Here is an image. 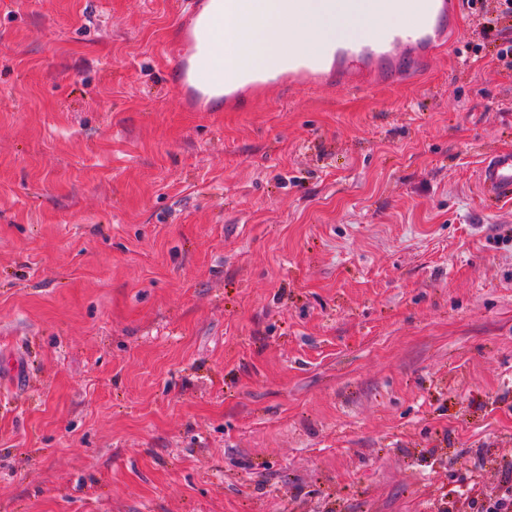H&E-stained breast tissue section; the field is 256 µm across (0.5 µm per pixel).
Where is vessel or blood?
I'll list each match as a JSON object with an SVG mask.
<instances>
[{
    "instance_id": "b4317fda",
    "label": "vessel or blood",
    "mask_w": 512,
    "mask_h": 512,
    "mask_svg": "<svg viewBox=\"0 0 512 512\" xmlns=\"http://www.w3.org/2000/svg\"><path fill=\"white\" fill-rule=\"evenodd\" d=\"M464 0H364L354 15L355 31L337 30L316 53L274 57L266 69L222 65L206 41L224 36V16L234 0H188L168 35L172 86L187 112H242L254 108L266 89H350L366 92L394 84L427 68L447 48L462 22ZM404 24H389L391 16ZM477 181L484 199H512V151L483 157Z\"/></svg>"
}]
</instances>
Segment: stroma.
Returning <instances> with one entry per match:
<instances>
[{"instance_id":"1","label":"stroma","mask_w":512,"mask_h":512,"mask_svg":"<svg viewBox=\"0 0 512 512\" xmlns=\"http://www.w3.org/2000/svg\"><path fill=\"white\" fill-rule=\"evenodd\" d=\"M180 0H0V512H456L512 484V71L186 112ZM477 181L484 199L504 202L512 199V151L491 152L483 157Z\"/></svg>"}]
</instances>
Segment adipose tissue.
<instances>
[{"mask_svg":"<svg viewBox=\"0 0 512 512\" xmlns=\"http://www.w3.org/2000/svg\"><path fill=\"white\" fill-rule=\"evenodd\" d=\"M282 0H240L237 12L224 18V40L217 50L224 59L243 67L262 64L270 55L305 52L307 35L324 37L336 23L326 18L318 0H292L282 10Z\"/></svg>","mask_w":512,"mask_h":512,"instance_id":"adipose-tissue-1","label":"adipose tissue"}]
</instances>
